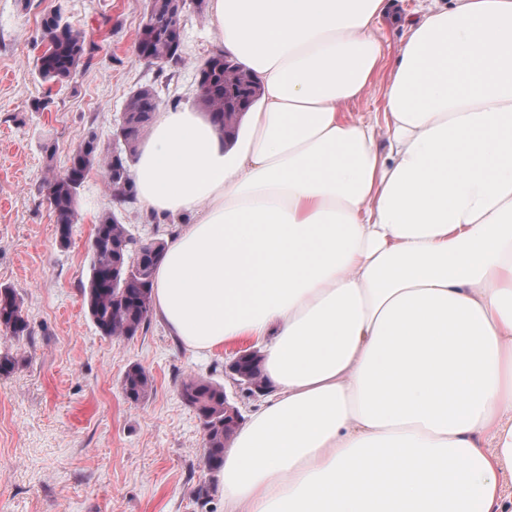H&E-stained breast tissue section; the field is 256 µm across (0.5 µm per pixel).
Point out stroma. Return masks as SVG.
Wrapping results in <instances>:
<instances>
[{
  "label": "stroma",
  "mask_w": 512,
  "mask_h": 512,
  "mask_svg": "<svg viewBox=\"0 0 512 512\" xmlns=\"http://www.w3.org/2000/svg\"><path fill=\"white\" fill-rule=\"evenodd\" d=\"M145 0H0V286L24 300L32 334H0V354L19 360L0 377V512H224L204 462L195 411L180 398L189 376L223 386L249 415L260 398L225 371L238 346L198 354L157 318L130 339L101 336L82 284L92 260L99 215L115 209L136 239L157 241L183 224L149 221L137 201L114 207L102 172L80 190L68 243L57 235L47 199V172H63L89 131L112 144L133 90L152 87L160 110L197 99L195 69L215 51L210 15L186 8L181 62L147 65L135 53ZM84 30L91 58L64 87L45 90L35 62L45 43L41 23L55 9ZM50 94L48 111L32 109ZM52 144L45 152L44 144ZM142 366L153 388L128 402L121 382Z\"/></svg>",
  "instance_id": "stroma-1"
}]
</instances>
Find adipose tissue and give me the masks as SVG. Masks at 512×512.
Wrapping results in <instances>:
<instances>
[{
	"mask_svg": "<svg viewBox=\"0 0 512 512\" xmlns=\"http://www.w3.org/2000/svg\"><path fill=\"white\" fill-rule=\"evenodd\" d=\"M210 0L261 95L228 142L156 113L132 169L167 237L151 309L190 350L260 347L270 392L224 512H512V0ZM382 37L386 47L387 58L381 72L378 74L375 83L368 94L360 101L350 105L352 112H382L383 87L387 79L391 62L395 59L402 44L403 28L399 21H393L388 15L382 28Z\"/></svg>",
	"mask_w": 512,
	"mask_h": 512,
	"instance_id": "1",
	"label": "adipose tissue"
}]
</instances>
